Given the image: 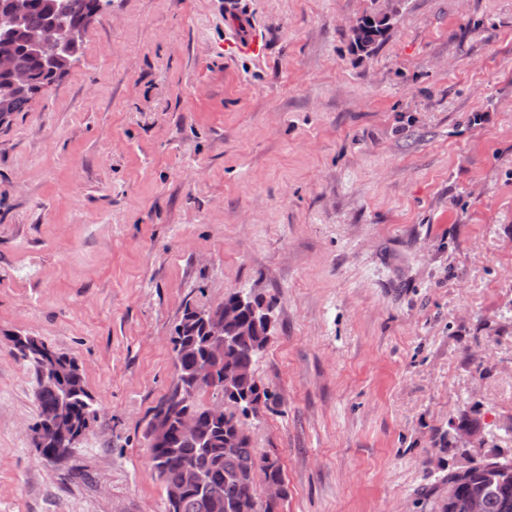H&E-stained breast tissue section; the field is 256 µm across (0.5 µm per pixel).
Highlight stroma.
<instances>
[{"mask_svg": "<svg viewBox=\"0 0 512 512\" xmlns=\"http://www.w3.org/2000/svg\"><path fill=\"white\" fill-rule=\"evenodd\" d=\"M234 292L275 300L245 426L279 512H438L445 475L512 456V0H111L0 125V512H164L174 328ZM16 333L95 398L63 465ZM361 27L359 34L354 38L355 45L361 50H367L382 37L387 28V17L375 14H366L360 18ZM359 21L351 27L352 35H356L359 30Z\"/></svg>", "mask_w": 512, "mask_h": 512, "instance_id": "stroma-1", "label": "stroma"}]
</instances>
